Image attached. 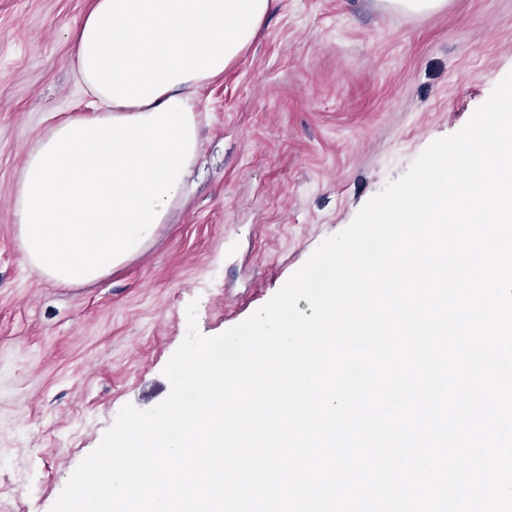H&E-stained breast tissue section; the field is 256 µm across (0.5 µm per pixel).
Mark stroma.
Here are the masks:
<instances>
[{"label":"stroma","instance_id":"obj_1","mask_svg":"<svg viewBox=\"0 0 512 512\" xmlns=\"http://www.w3.org/2000/svg\"><path fill=\"white\" fill-rule=\"evenodd\" d=\"M92 0H0V512H50L125 404L165 400L186 309L216 336L267 303L512 71V0H276L257 39L196 91L189 192L140 255L69 286L21 262L26 153L88 111L71 66ZM398 10L411 14H427L442 7L444 0H387Z\"/></svg>","mask_w":512,"mask_h":512}]
</instances>
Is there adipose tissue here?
Segmentation results:
<instances>
[{"instance_id":"1","label":"adipose tissue","mask_w":512,"mask_h":512,"mask_svg":"<svg viewBox=\"0 0 512 512\" xmlns=\"http://www.w3.org/2000/svg\"><path fill=\"white\" fill-rule=\"evenodd\" d=\"M275 0H94L73 63L93 111L27 153L14 222L21 260L66 285L95 282L167 223L199 150L190 90L223 75Z\"/></svg>"}]
</instances>
